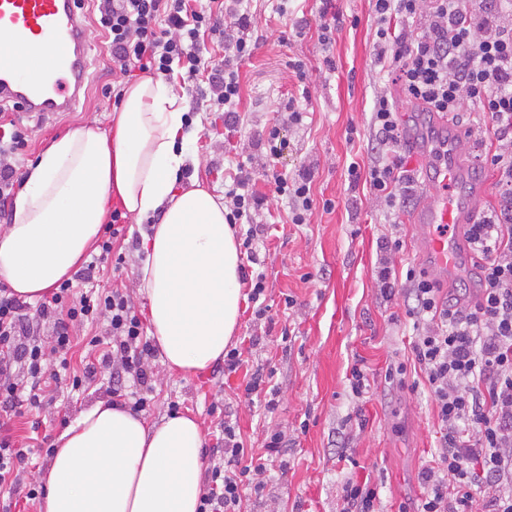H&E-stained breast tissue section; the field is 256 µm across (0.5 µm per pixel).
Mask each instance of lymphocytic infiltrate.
I'll return each instance as SVG.
<instances>
[{
	"instance_id": "f902f5d3",
	"label": "lymphocytic infiltrate",
	"mask_w": 512,
	"mask_h": 512,
	"mask_svg": "<svg viewBox=\"0 0 512 512\" xmlns=\"http://www.w3.org/2000/svg\"><path fill=\"white\" fill-rule=\"evenodd\" d=\"M98 24L112 63L126 77L166 75L185 69L188 79L205 76L208 92L222 113L224 129L242 123L238 64L258 46L252 15L242 0H101ZM374 59L391 75V87L377 91L370 117L375 154L367 167L351 164L350 186L366 185L386 223L397 224L413 201L417 184L406 166L399 101L428 112L458 117L471 107L476 119L490 118L482 159L496 178L498 201L468 238L482 266L483 286L474 297L453 299L416 265L405 264L401 235H382L375 288L384 301L402 298L415 331L412 354L428 387L439 422L432 460L419 473L421 495L415 512H512V0H373ZM220 37L224 58L208 61L205 35ZM0 204L14 196L22 180L15 166L2 162L28 145L27 129L11 113H0ZM269 154L286 142L279 126L266 137ZM270 161L260 170L275 194L288 200L291 223H308L315 208L332 210L333 200L315 203L309 168L278 171ZM252 167L238 164L224 200L228 223H247L241 246L256 262L262 225L252 217L266 198L251 188ZM120 209H113L101 252L73 278L62 280L38 303L0 285V413L37 408L68 371L76 324L105 323L106 333L91 337L93 350L72 390L107 372L113 403L139 413L150 406L151 360L155 346L122 289L77 293L74 280L93 278L100 264L123 257L112 242L126 233ZM50 340H43L42 328ZM58 356L49 365L47 353ZM248 450L233 425L217 437L205 471L207 489L198 512H240L245 497L262 496L264 462L244 464ZM31 448L0 433V493H13L32 465Z\"/></svg>"
}]
</instances>
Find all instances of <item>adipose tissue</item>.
Returning <instances> with one entry per match:
<instances>
[{
    "instance_id": "obj_1",
    "label": "adipose tissue",
    "mask_w": 512,
    "mask_h": 512,
    "mask_svg": "<svg viewBox=\"0 0 512 512\" xmlns=\"http://www.w3.org/2000/svg\"><path fill=\"white\" fill-rule=\"evenodd\" d=\"M195 132L163 79L126 86L114 134L85 124L56 140L25 173L0 232V276L34 301L95 243L113 203L144 221L138 293L164 366L193 376L224 358L240 315L241 260L225 207L183 173L199 159ZM200 424L175 412L151 421L104 399L56 442L41 472L43 512H197L204 492Z\"/></svg>"
}]
</instances>
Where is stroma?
<instances>
[{
  "label": "stroma",
  "mask_w": 512,
  "mask_h": 512,
  "mask_svg": "<svg viewBox=\"0 0 512 512\" xmlns=\"http://www.w3.org/2000/svg\"><path fill=\"white\" fill-rule=\"evenodd\" d=\"M335 5L341 19L326 52L318 42L316 0H248L263 39L239 65L242 128L228 138L216 112L192 115L197 129L192 149L200 159L196 176L210 193L223 195L224 181L239 162H264L267 132L278 124L287 142L278 168L310 167L315 199L335 202L332 211L315 209L309 223L292 224L286 199L257 181V193L268 198L255 220L269 227L258 253L270 312L254 320L249 301H242L234 340L256 336L259 345L244 348L241 368L223 376L211 369L192 377L170 374L160 358L152 360L146 418L159 419L175 405L197 418L208 438L224 419L236 420L256 456L263 452L266 431H286L288 443L271 466L264 497L247 499L241 512H339L342 486L351 477L381 483L380 512H397L402 505L411 510L420 496L418 473L435 446L438 423L425 387L412 392L383 379L388 364L412 358L411 325L391 319L402 312V299L381 302L374 287L376 240L392 228L371 195L348 186L349 165H367L371 157L368 121L383 84L373 56L372 2L335 0ZM98 7L99 0H84L90 45L86 99L76 111L50 120L25 118L29 147L14 158L16 168L27 169L55 139L86 122L110 127L116 107L103 88H123L127 81L112 68L96 22ZM301 20L306 27L299 34L294 24ZM328 57L334 69L325 66ZM295 60L305 63V77L294 72ZM288 103L303 112L301 125L282 124ZM357 356L378 375L373 395L363 400L353 399L348 389ZM260 365L275 371L279 403L271 414L244 392L248 373ZM109 390L107 376H98L87 389L15 416L7 427L26 444L41 430L59 436L81 411L108 398Z\"/></svg>",
  "instance_id": "1"
}]
</instances>
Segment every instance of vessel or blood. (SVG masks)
Wrapping results in <instances>:
<instances>
[{
	"instance_id": "1",
	"label": "vessel or blood",
	"mask_w": 512,
	"mask_h": 512,
	"mask_svg": "<svg viewBox=\"0 0 512 512\" xmlns=\"http://www.w3.org/2000/svg\"><path fill=\"white\" fill-rule=\"evenodd\" d=\"M0 38L33 60L40 49L50 50L36 84L18 81L12 65H0V99L21 102L41 117L75 109L88 81V45L74 0H0ZM404 143L420 159L421 195L411 220L424 239L426 269L451 278L479 276L482 262L465 227L479 222L487 183L478 160L460 164L463 154L476 150L472 133L448 120L433 127L418 123L407 127Z\"/></svg>"
}]
</instances>
